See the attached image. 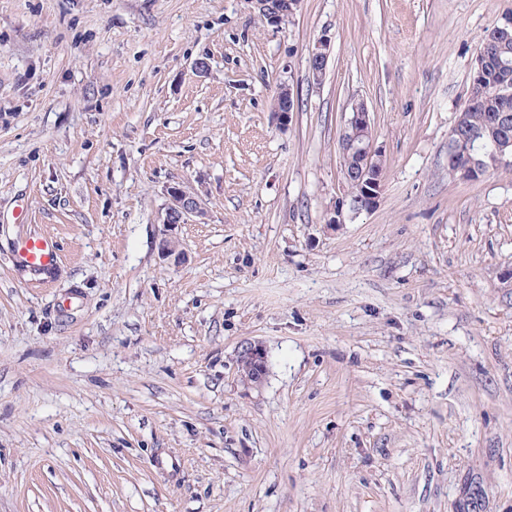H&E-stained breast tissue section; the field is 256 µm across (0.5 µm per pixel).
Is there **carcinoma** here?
<instances>
[{
  "label": "carcinoma",
  "instance_id": "1",
  "mask_svg": "<svg viewBox=\"0 0 512 512\" xmlns=\"http://www.w3.org/2000/svg\"><path fill=\"white\" fill-rule=\"evenodd\" d=\"M483 52L487 58L482 80L485 90L469 94L458 116L462 117L458 129L450 132L457 141L460 154L468 153L490 163L488 153L498 145L512 140V121L508 127L498 124L499 117L512 113V38H498L490 33L485 38Z\"/></svg>",
  "mask_w": 512,
  "mask_h": 512
}]
</instances>
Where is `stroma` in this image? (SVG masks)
<instances>
[{"label":"stroma","instance_id":"1","mask_svg":"<svg viewBox=\"0 0 512 512\" xmlns=\"http://www.w3.org/2000/svg\"><path fill=\"white\" fill-rule=\"evenodd\" d=\"M510 17L0 0V512H512V171L448 172ZM360 101L384 191L332 227ZM174 185L206 210L176 267L157 256ZM26 235L56 241L51 274L15 263ZM261 19L269 25L280 26L282 16L294 14L293 4L296 0H254ZM240 365L251 382L260 384L267 371V354L263 344H246L240 353Z\"/></svg>","mask_w":512,"mask_h":512}]
</instances>
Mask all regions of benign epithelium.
I'll list each match as a JSON object with an SVG mask.
<instances>
[{"label": "benign epithelium", "mask_w": 512, "mask_h": 512, "mask_svg": "<svg viewBox=\"0 0 512 512\" xmlns=\"http://www.w3.org/2000/svg\"><path fill=\"white\" fill-rule=\"evenodd\" d=\"M296 0H254L261 19L269 25L278 26L282 16L292 15ZM329 44L318 43L312 50L309 66L313 75L320 76L326 65ZM279 105L275 115L279 125L286 126L295 111V98L291 88H283L278 96ZM342 150L351 153L356 159L355 167L346 176L359 189L357 196L350 198V212L357 214L377 206L384 187V171L378 163L382 149L376 146L370 112L365 102L356 104L341 134ZM448 171L452 174L463 173L467 179H475L485 174V169L477 159L469 160L461 166L454 152L448 153ZM168 203L162 221L164 233L158 245V257L167 264L180 265L186 261L185 253L179 249L176 229L192 218L205 216V209L198 193L182 186L167 189ZM241 369L248 379L256 384L263 381L267 371V354L263 344L248 343L240 353Z\"/></svg>", "instance_id": "benign-epithelium-1"}]
</instances>
